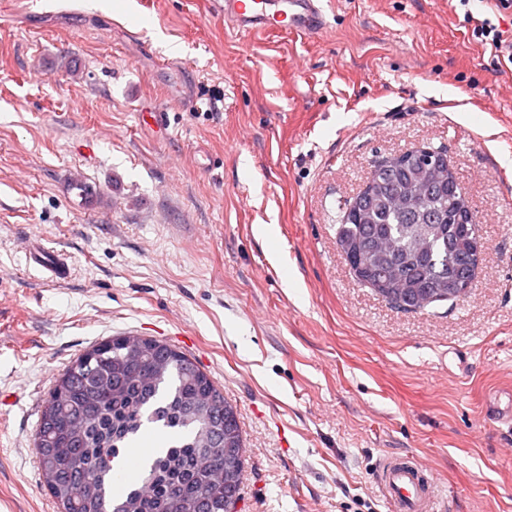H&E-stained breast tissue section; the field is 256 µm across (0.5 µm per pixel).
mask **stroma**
Listing matches in <instances>:
<instances>
[{"mask_svg":"<svg viewBox=\"0 0 512 512\" xmlns=\"http://www.w3.org/2000/svg\"><path fill=\"white\" fill-rule=\"evenodd\" d=\"M482 9L335 0L322 36L242 38L217 0H0V512H59L34 434L118 333L236 406L238 512H392L390 457L427 465L446 512H512V433L485 414L512 400V67L466 22ZM427 145L484 254L463 299L405 313L336 229L376 160ZM31 235L71 281L26 267Z\"/></svg>","mask_w":512,"mask_h":512,"instance_id":"obj_1","label":"stroma"}]
</instances>
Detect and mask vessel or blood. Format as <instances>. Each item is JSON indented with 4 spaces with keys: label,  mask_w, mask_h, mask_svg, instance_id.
I'll return each mask as SVG.
<instances>
[{
    "label": "vessel or blood",
    "mask_w": 512,
    "mask_h": 512,
    "mask_svg": "<svg viewBox=\"0 0 512 512\" xmlns=\"http://www.w3.org/2000/svg\"><path fill=\"white\" fill-rule=\"evenodd\" d=\"M224 20L240 37L257 32L316 35L328 27L327 7L331 0H223ZM25 262L39 269L51 286L69 282L74 265L63 252L47 247L39 236L26 240ZM377 481L387 495L393 512H428L434 491L421 468L393 458L378 470Z\"/></svg>",
    "instance_id": "obj_1"
}]
</instances>
